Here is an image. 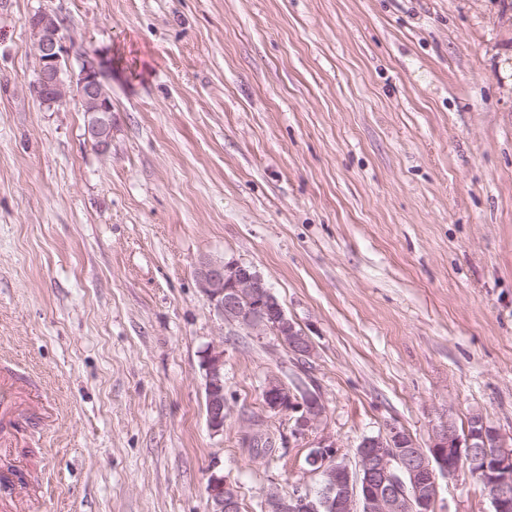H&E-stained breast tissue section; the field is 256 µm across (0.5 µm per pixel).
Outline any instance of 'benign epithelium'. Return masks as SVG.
Masks as SVG:
<instances>
[{
    "label": "benign epithelium",
    "instance_id": "obj_1",
    "mask_svg": "<svg viewBox=\"0 0 512 512\" xmlns=\"http://www.w3.org/2000/svg\"><path fill=\"white\" fill-rule=\"evenodd\" d=\"M25 25L34 40L36 98L52 108L72 97L86 116L85 135L96 151L112 149V97L91 63L74 72L58 15L45 9L30 13ZM199 288L224 320L237 322L262 336L277 337L294 357L314 354L308 336L285 314L262 275L237 261L200 259L196 268ZM205 377L206 421L214 435L224 433V351L211 347L201 363ZM267 407L297 414L294 433L301 436L317 428L325 414L320 397L307 389L297 395L272 378L264 387ZM312 472L322 477L318 495L295 491L287 498L278 489L265 494L264 512H286L288 503L301 512H434L439 478L453 477L461 469L486 488L493 512H512V437L503 435L479 414L471 417L465 434L458 433L451 417L433 428L429 449L415 446L410 435L392 425L364 437L356 450L355 468L339 456L336 441L322 436L307 457ZM209 512H238L236 487L224 476L213 475L207 485Z\"/></svg>",
    "mask_w": 512,
    "mask_h": 512
}]
</instances>
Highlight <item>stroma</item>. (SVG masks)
Returning a JSON list of instances; mask_svg holds the SVG:
<instances>
[{
    "mask_svg": "<svg viewBox=\"0 0 512 512\" xmlns=\"http://www.w3.org/2000/svg\"><path fill=\"white\" fill-rule=\"evenodd\" d=\"M112 96L100 156L46 108L25 19ZM253 266L310 337L226 322L201 258ZM224 350V432L201 368ZM0 376L54 415L0 412V465L47 475L40 512H208L207 484L316 490L327 434L354 460L443 414L512 434V5L507 0H0ZM326 406L298 436L263 387ZM272 437L275 453L253 446ZM435 512H492L468 471Z\"/></svg>",
    "mask_w": 512,
    "mask_h": 512,
    "instance_id": "obj_1",
    "label": "stroma"
}]
</instances>
